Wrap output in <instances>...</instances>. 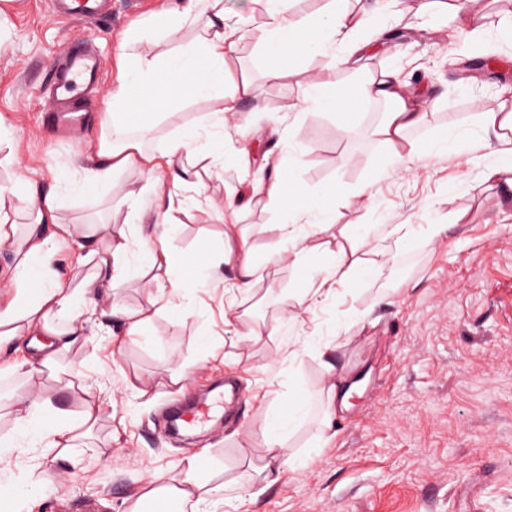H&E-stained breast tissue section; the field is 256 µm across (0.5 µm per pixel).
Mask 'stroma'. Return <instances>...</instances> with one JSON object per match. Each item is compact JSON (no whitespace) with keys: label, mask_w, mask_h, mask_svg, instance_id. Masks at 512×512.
<instances>
[{"label":"stroma","mask_w":512,"mask_h":512,"mask_svg":"<svg viewBox=\"0 0 512 512\" xmlns=\"http://www.w3.org/2000/svg\"><path fill=\"white\" fill-rule=\"evenodd\" d=\"M181 0H112L109 26L53 14L49 0H0V187L13 190L24 175L16 205L49 193L62 197L63 222L111 218L122 226L125 198L143 192L142 222L183 256L213 253L246 240L263 269L250 290L229 298L234 261L224 282L195 280L183 293L185 318L157 316L148 338L126 336L108 303L94 317V337L64 354L58 369L81 372L105 400L90 434L75 448H23L12 480L32 512H122L126 500L158 478L171 479L189 456L208 455L221 480L252 486L225 500L221 512H512V188L486 182L482 173L497 156L494 145L465 146L452 156L429 154L411 163L387 158L375 134L386 105L362 101L353 110L301 113L300 84L315 75L347 88L355 70L377 74L401 69L427 125L410 141L426 144L444 131L475 130V116L495 112L512 90V43L499 36L512 21L500 0H470L467 14L421 18L418 0H399L398 18L376 19L382 41H366L350 62L329 56L268 59L264 19L253 0H224L241 12L244 33L228 67L248 81L258 99H245L224 129V154L202 174L198 187L179 191L178 228L163 222L168 190L144 192L147 176L129 167L115 173L111 199L69 189L101 164L95 144L107 101L120 76L124 32ZM484 25L469 36L472 20ZM91 32L103 64V82L86 105V120L73 138L46 122L52 109V62L75 34ZM498 58L493 69L475 59ZM216 99L185 100L153 116L148 151L162 154L186 124L205 125L220 111ZM290 163L303 193L291 206L267 205L253 187ZM335 184L330 206L337 227L356 226L361 256L384 247L394 256L378 277L340 286L336 295L284 321L280 312L310 281L325 276L318 261L294 266L277 261V225L313 221L311 207L325 184ZM223 214H216V207ZM381 224H408L402 239H379ZM446 225L437 238L427 227ZM242 316L226 321L229 303ZM262 336H253V329ZM334 362L357 388L336 408L334 434L320 438L327 384L325 362ZM184 367L177 384L170 370ZM235 379L237 409L208 425L194 440L171 435L169 399L209 392ZM78 416L80 393L53 376L25 380L0 372V435L13 428L10 396L21 386ZM310 399L306 419L277 450L283 475L268 485L255 479L267 450L261 435L273 404L291 393Z\"/></svg>","instance_id":"obj_1"}]
</instances>
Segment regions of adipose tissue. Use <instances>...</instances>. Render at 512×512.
I'll return each mask as SVG.
<instances>
[{"instance_id":"obj_1","label":"adipose tissue","mask_w":512,"mask_h":512,"mask_svg":"<svg viewBox=\"0 0 512 512\" xmlns=\"http://www.w3.org/2000/svg\"><path fill=\"white\" fill-rule=\"evenodd\" d=\"M386 8L387 0H375L372 12L354 19L347 0H326L319 16L298 18L291 12V0H264V53L270 58L285 54L307 58L339 47L345 56H352L362 47L360 30L370 24L373 14L383 13ZM238 24L237 16L225 9L224 0H185L180 8L161 10L151 19L152 27L168 42L167 50L156 53L146 48L142 29L125 31L119 50L128 63L112 89L111 122L96 146L105 162L87 172L80 185L82 192L108 193L115 171L130 165L151 173L165 168V183L176 189L192 185L194 168L200 159L195 148L199 128L185 127L180 136L169 141L163 158H156L142 147L143 139L152 134L154 126L141 107V98L150 95L159 106L177 99L216 98L223 102L225 110L210 113L209 121L214 126H223L225 112L235 111L237 100L254 95L247 83L232 91L227 88L226 65L232 52L229 41L238 34ZM188 29L203 30L204 35L190 42L181 40V33ZM354 85L364 99L382 100L390 106L379 131L386 156L412 160L420 147L409 142L406 133L426 125L428 115L421 112L406 91L399 72L386 70L372 77L361 71ZM477 125L502 146L497 163L484 173L486 180H501L512 187V109L478 113ZM12 202V194L0 190V246L9 247L13 255L11 264L0 272L9 286L8 293L0 297V348L25 342L35 334L43 336L41 356L38 361L29 362L26 376L54 368L62 353L84 345L85 316L95 312L100 301H108L111 316L125 325L130 336L146 335L159 315L184 316L180 295L188 283L181 276L183 258L167 246L156 245L153 237L137 235L136 225L141 216L135 199H128V223L120 228L98 222L80 226L62 223L61 198L48 196L32 203L26 212L28 222L19 229L9 220L14 210ZM334 223L331 211L322 208L309 229L293 224L280 227L282 240L289 244V260L299 264L320 256L329 270L315 287L300 294V307H309L335 293L337 286L347 284L357 274H381L392 260L385 250L362 259L342 242L312 245V238L330 234ZM77 235L91 244L81 262L91 266L92 272L75 286L60 279L54 266L59 242ZM134 249L139 250L145 265L155 270L159 292L148 306L129 309L121 304L118 292L126 281L129 255ZM66 386L81 390L84 395L79 418H71L66 410L29 393L15 397L13 431L0 437L1 470L10 468L19 442L32 448H72L79 439L80 428L96 420L102 407L100 397L73 378L67 379ZM288 405V411L272 412L263 434L271 456L257 473L271 482L278 481L282 474L274 450L302 422L305 398L295 395ZM236 490L233 482H214L208 458L194 455L183 460L179 479L155 480L144 487L128 512H145L146 506L152 504L158 512H171L173 507H193L204 497L220 498Z\"/></svg>"}]
</instances>
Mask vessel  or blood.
I'll return each mask as SVG.
<instances>
[{"label":"vessel or blood","mask_w":512,"mask_h":512,"mask_svg":"<svg viewBox=\"0 0 512 512\" xmlns=\"http://www.w3.org/2000/svg\"><path fill=\"white\" fill-rule=\"evenodd\" d=\"M57 6L63 14L95 27L107 21L102 0H57ZM91 40L92 36L88 33L74 36L53 64L57 98L52 105L50 117L55 123L60 124L72 118L74 102L99 82L102 63L89 48ZM223 406L222 397L205 399L189 407H176L175 418L184 431L191 432L202 426Z\"/></svg>","instance_id":"obj_1"}]
</instances>
